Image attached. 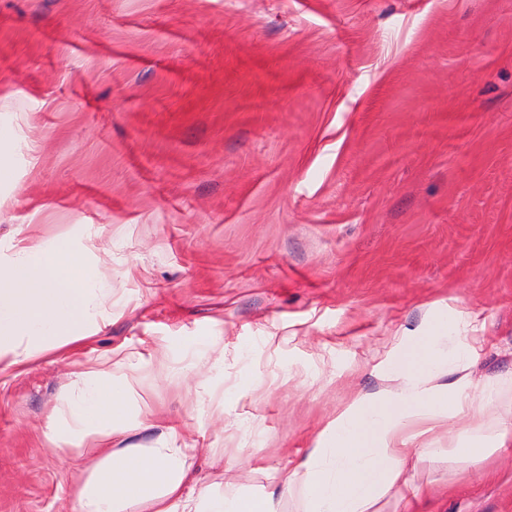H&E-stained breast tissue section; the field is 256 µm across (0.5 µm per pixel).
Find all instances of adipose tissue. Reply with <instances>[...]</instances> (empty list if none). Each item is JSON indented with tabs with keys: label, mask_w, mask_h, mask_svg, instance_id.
Listing matches in <instances>:
<instances>
[{
	"label": "adipose tissue",
	"mask_w": 512,
	"mask_h": 512,
	"mask_svg": "<svg viewBox=\"0 0 512 512\" xmlns=\"http://www.w3.org/2000/svg\"><path fill=\"white\" fill-rule=\"evenodd\" d=\"M66 249L51 245L37 261L21 258L0 269V368L18 365L35 352L92 333L91 290L76 272ZM470 359L450 327L409 339L381 373L385 388L374 396L351 398L319 432L307 459L287 474L283 491L295 512H374L390 492L403 498L422 495L405 476L404 462L425 450L432 434L449 418L479 417L478 429L450 443L451 453L483 462L512 441V431L496 428L501 401L512 394V376L471 386L462 373ZM455 373L453 385L443 376ZM116 405L100 386L74 408L65 429L48 425L49 442L65 438L72 449L105 451L103 467L76 485L77 512H117V503L146 501L151 512H277L273 494L245 498L237 492L201 499L187 460L190 448L161 446L142 453L117 448L125 429L113 418Z\"/></svg>",
	"instance_id": "ef3b65f1"
}]
</instances>
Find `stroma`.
<instances>
[{
	"label": "stroma",
	"mask_w": 512,
	"mask_h": 512,
	"mask_svg": "<svg viewBox=\"0 0 512 512\" xmlns=\"http://www.w3.org/2000/svg\"><path fill=\"white\" fill-rule=\"evenodd\" d=\"M51 242L112 315L0 370V512H75L104 454L44 431L79 371L207 496L278 490L435 323L511 374L512 0H0V267ZM465 426L412 512H512Z\"/></svg>",
	"instance_id": "stroma-1"
}]
</instances>
